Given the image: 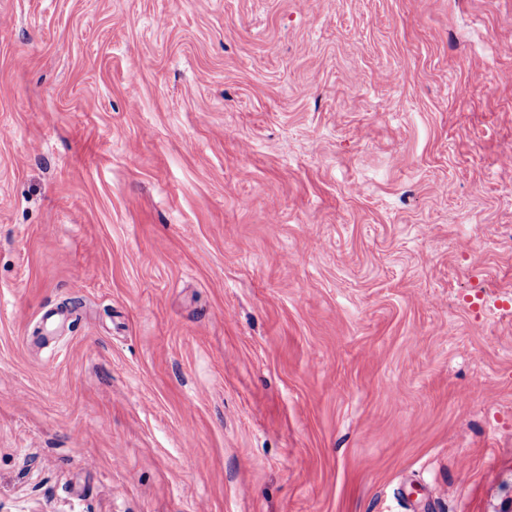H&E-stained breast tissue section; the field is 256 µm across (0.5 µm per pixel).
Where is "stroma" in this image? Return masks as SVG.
Listing matches in <instances>:
<instances>
[{
	"instance_id": "stroma-1",
	"label": "stroma",
	"mask_w": 512,
	"mask_h": 512,
	"mask_svg": "<svg viewBox=\"0 0 512 512\" xmlns=\"http://www.w3.org/2000/svg\"><path fill=\"white\" fill-rule=\"evenodd\" d=\"M512 0H0V512H512Z\"/></svg>"
}]
</instances>
